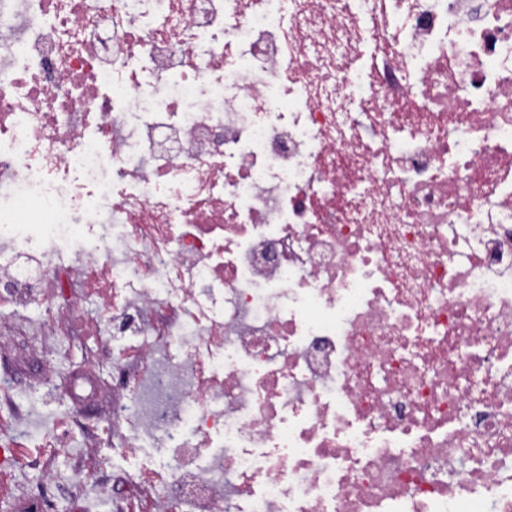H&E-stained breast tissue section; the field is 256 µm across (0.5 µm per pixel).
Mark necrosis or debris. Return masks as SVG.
I'll return each mask as SVG.
<instances>
[{
    "mask_svg": "<svg viewBox=\"0 0 512 512\" xmlns=\"http://www.w3.org/2000/svg\"><path fill=\"white\" fill-rule=\"evenodd\" d=\"M0 278L106 512H512V0H0ZM35 318L28 312L15 309L0 301V373L10 374L16 384L25 409L39 420L56 419L81 421L83 428L76 429L68 454L56 455L50 466L63 474L76 472L91 455L109 459L104 470L131 471L137 461L115 452L107 445L83 447V435L92 433L102 419L107 417L112 405V373L95 362L96 340L68 332L45 336L41 350L31 345ZM46 358L55 360L52 374L42 371ZM82 375L96 386L92 402L80 404L72 394V378Z\"/></svg>",
    "mask_w": 512,
    "mask_h": 512,
    "instance_id": "4bbe7bcc",
    "label": "necrosis or debris"
}]
</instances>
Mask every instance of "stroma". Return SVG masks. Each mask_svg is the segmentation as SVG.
<instances>
[{
  "mask_svg": "<svg viewBox=\"0 0 512 512\" xmlns=\"http://www.w3.org/2000/svg\"><path fill=\"white\" fill-rule=\"evenodd\" d=\"M35 324L29 312L0 302V373L13 377L26 410L34 418H74L83 426L82 432L75 434L70 452L55 457L53 468L74 472L89 457L104 456L111 469H134L135 459L106 445L83 442L84 433L93 431L112 405V376L95 361V338L72 332L57 334L45 337L37 350L30 340ZM48 358L55 361L49 375L42 370Z\"/></svg>",
  "mask_w": 512,
  "mask_h": 512,
  "instance_id": "stroma-1",
  "label": "stroma"
}]
</instances>
